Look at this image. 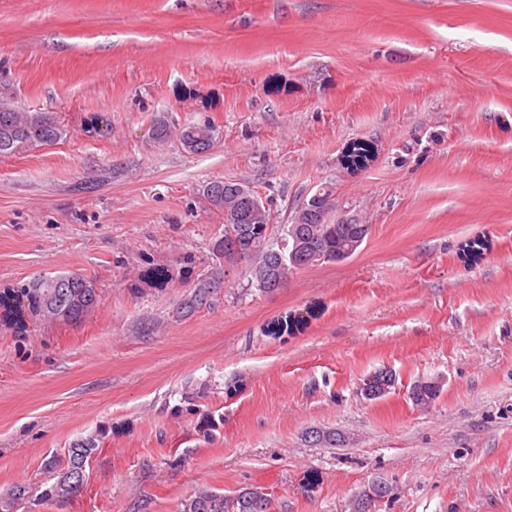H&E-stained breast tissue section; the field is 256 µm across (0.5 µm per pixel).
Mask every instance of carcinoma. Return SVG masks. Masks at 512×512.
Returning a JSON list of instances; mask_svg holds the SVG:
<instances>
[{
    "label": "carcinoma",
    "mask_w": 512,
    "mask_h": 512,
    "mask_svg": "<svg viewBox=\"0 0 512 512\" xmlns=\"http://www.w3.org/2000/svg\"><path fill=\"white\" fill-rule=\"evenodd\" d=\"M64 130L46 112H29L4 103L0 104V156L14 154L36 144H51L59 140ZM179 142L185 151L194 154L193 144L212 148L214 127L209 122L185 125L179 129ZM239 183L213 180L204 189L208 204L224 213V227L241 232L239 242L245 250V259L252 261L250 274L261 291H268L275 273L287 278L293 270H273L274 253H288L302 245L308 263L316 266L336 261V250L351 240L352 225L344 228L343 235L336 236V225L323 224L318 215H310L311 222L289 224L284 235L273 238L266 235L265 226L271 220L270 208L259 212L251 211L243 196L237 192ZM216 262L194 285L190 295L182 302V309L191 312L207 305L215 291L224 287V238L213 243ZM29 308L45 320L62 324L81 322L98 306V288L85 275L69 272L56 276H39L20 290ZM395 376L380 369L374 372L364 384L384 395L383 389L394 385ZM440 393V384L435 379L418 380L411 387L409 398L421 407L431 405ZM96 438L88 436L72 443L64 457L57 456L49 463L54 471L55 481L41 492L48 500L65 502L75 497L81 488L71 484L70 473L85 469L87 462L96 454ZM29 490L17 485L0 494V512H14L20 502L28 498ZM180 512H271L268 495L259 487H247L232 497H226L209 489H200L194 496L184 500Z\"/></svg>",
    "instance_id": "cac0c4a2"
}]
</instances>
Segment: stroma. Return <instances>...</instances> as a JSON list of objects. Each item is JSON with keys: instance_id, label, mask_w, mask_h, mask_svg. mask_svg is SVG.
<instances>
[{"instance_id": "stroma-1", "label": "stroma", "mask_w": 512, "mask_h": 512, "mask_svg": "<svg viewBox=\"0 0 512 512\" xmlns=\"http://www.w3.org/2000/svg\"><path fill=\"white\" fill-rule=\"evenodd\" d=\"M0 101L65 131L0 157L16 512H179L251 486L271 512H352L376 479L373 512H512V0H0ZM159 117L212 123L214 146L157 140ZM217 179L257 191L273 234L324 186L327 223L370 234L271 292L231 266L180 313L224 234ZM69 271L99 291L82 322L18 298ZM383 367L394 386L366 398ZM88 435L80 495L41 499L47 460ZM440 384L437 379L418 380L411 387L409 398L412 402L421 407L431 405L440 393Z\"/></svg>"}]
</instances>
